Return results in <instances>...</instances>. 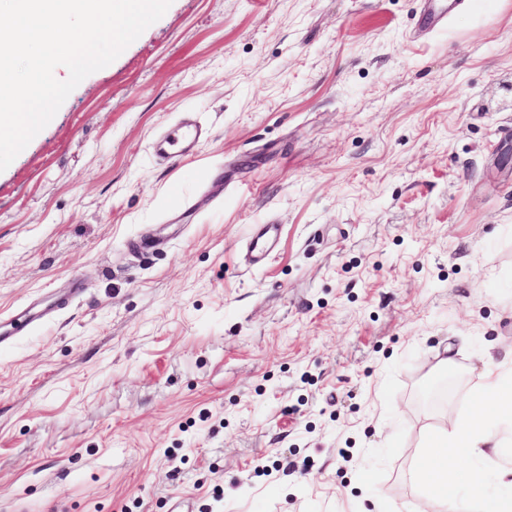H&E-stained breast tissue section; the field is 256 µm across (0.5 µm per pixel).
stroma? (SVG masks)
I'll return each instance as SVG.
<instances>
[{
	"label": "stroma",
	"instance_id": "stroma-1",
	"mask_svg": "<svg viewBox=\"0 0 512 512\" xmlns=\"http://www.w3.org/2000/svg\"><path fill=\"white\" fill-rule=\"evenodd\" d=\"M422 7L172 0L0 172V322L83 286L0 349V512L415 495L512 347V0ZM187 112L209 137L160 161ZM279 228L275 224H256L253 227L250 248L254 264L263 262L277 244Z\"/></svg>",
	"mask_w": 512,
	"mask_h": 512
}]
</instances>
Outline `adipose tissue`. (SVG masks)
I'll return each instance as SVG.
<instances>
[{"label":"adipose tissue","instance_id":"obj_1","mask_svg":"<svg viewBox=\"0 0 512 512\" xmlns=\"http://www.w3.org/2000/svg\"><path fill=\"white\" fill-rule=\"evenodd\" d=\"M473 407L448 427L427 428L412 451L409 478L421 492L406 512H428L435 503L460 512H512V350L485 367L471 394Z\"/></svg>","mask_w":512,"mask_h":512}]
</instances>
